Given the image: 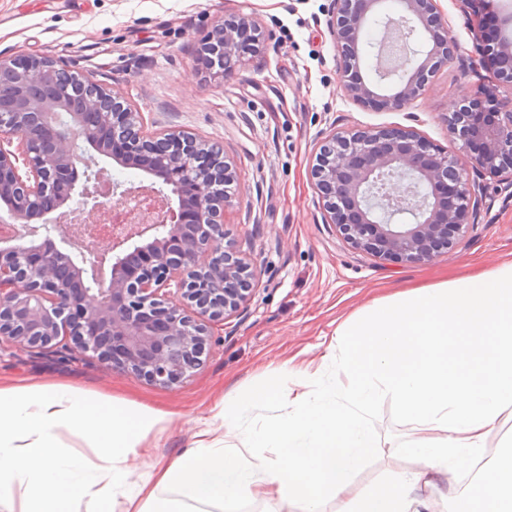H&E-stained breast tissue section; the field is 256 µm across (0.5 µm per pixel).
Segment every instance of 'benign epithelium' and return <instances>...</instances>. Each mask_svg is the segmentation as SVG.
<instances>
[{
    "label": "benign epithelium",
    "instance_id": "1",
    "mask_svg": "<svg viewBox=\"0 0 512 512\" xmlns=\"http://www.w3.org/2000/svg\"><path fill=\"white\" fill-rule=\"evenodd\" d=\"M384 0H331L329 27L339 56V83L356 103L385 111L410 107L438 70L454 60L457 43L442 19L438 0H400L402 15L380 14ZM477 18L481 64L496 82L512 85V38L484 30L497 14L495 0H459ZM380 25L378 80L362 74L364 32ZM422 30L423 49H410ZM261 33L249 17L217 22L199 53L225 78L234 55L259 50ZM72 72L47 54L18 60L0 57V201L20 237L44 230L40 242L0 238V349H44L53 342L69 353L91 355L109 369L130 372L169 388L201 365L210 324L236 313L249 300L261 271L223 246L225 196L231 180L224 150L184 131L151 134L141 113L122 96L89 78L82 96L70 98ZM481 95L492 105L460 106L448 119L472 168L512 186V98L496 87ZM83 140L118 164L135 166L170 188L120 190ZM15 149H10V146ZM84 166L78 172V165ZM80 195L90 210L58 212ZM322 221L355 251L378 260L426 262L449 253L454 239L483 204L480 184L465 177L459 156L430 144L412 127L331 131L311 168ZM117 197L121 223L112 235L86 233L74 224L104 217L100 187ZM58 212L50 225L30 222ZM414 213L411 224L399 215ZM56 232L59 240L51 237ZM151 234L141 245L136 237ZM111 261L110 276L95 268Z\"/></svg>",
    "mask_w": 512,
    "mask_h": 512
}]
</instances>
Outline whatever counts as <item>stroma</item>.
<instances>
[{
    "mask_svg": "<svg viewBox=\"0 0 512 512\" xmlns=\"http://www.w3.org/2000/svg\"><path fill=\"white\" fill-rule=\"evenodd\" d=\"M329 2L0 0V57L51 54L112 86L141 112L149 132L185 130L223 147L234 172L224 242L262 271L243 311L213 323L203 364L186 383L158 388L55 347L0 350L1 382L62 383L162 408L170 417L150 446L171 457L190 443L193 419L213 417L226 391L249 390L277 368L294 385L311 362L321 364L323 376L334 375L335 366L322 365L321 356L337 325L375 298L512 258V189L489 176L474 224L451 254L428 262L362 255L323 224L310 167L331 129L411 126L454 153L459 144L447 117L489 79L458 0H439L459 61L442 67L409 109L362 107L339 86ZM240 15L257 21L264 47L223 79L206 69L198 47L217 21ZM371 421L384 452L357 474L359 492L403 466L397 451L413 435L392 399L374 406Z\"/></svg>",
    "mask_w": 512,
    "mask_h": 512,
    "instance_id": "stroma-1",
    "label": "stroma"
}]
</instances>
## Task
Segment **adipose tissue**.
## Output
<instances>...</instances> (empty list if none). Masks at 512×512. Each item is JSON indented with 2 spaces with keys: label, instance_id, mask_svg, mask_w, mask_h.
<instances>
[{
  "label": "adipose tissue",
  "instance_id": "ef3b65f1",
  "mask_svg": "<svg viewBox=\"0 0 512 512\" xmlns=\"http://www.w3.org/2000/svg\"><path fill=\"white\" fill-rule=\"evenodd\" d=\"M324 361L337 378L310 389L276 376L227 395L216 420H198L191 446L152 456L165 411L64 385L0 384V512H432L417 491L448 474L477 473L473 512H512V436L485 449L512 414V260L379 298L336 330ZM391 397L415 430L374 491L353 478L381 451L370 411ZM273 412L260 429L244 421ZM68 429L87 453L62 446ZM151 457L133 476L130 459Z\"/></svg>",
  "mask_w": 512,
  "mask_h": 512
}]
</instances>
